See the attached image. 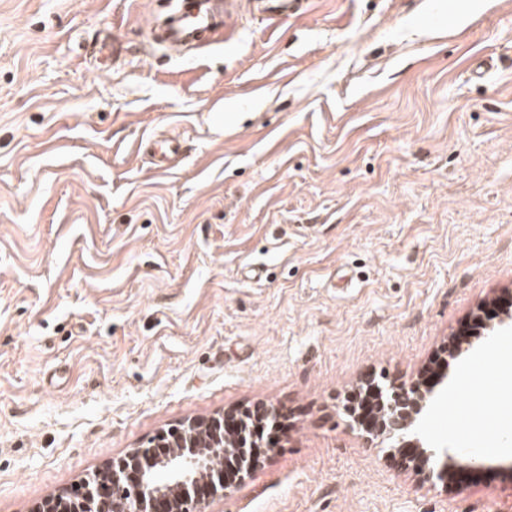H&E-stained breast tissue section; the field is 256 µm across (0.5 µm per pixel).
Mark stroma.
Wrapping results in <instances>:
<instances>
[{
  "instance_id": "stroma-1",
  "label": "stroma",
  "mask_w": 512,
  "mask_h": 512,
  "mask_svg": "<svg viewBox=\"0 0 512 512\" xmlns=\"http://www.w3.org/2000/svg\"><path fill=\"white\" fill-rule=\"evenodd\" d=\"M166 2L0 0V512L258 404L276 440L208 512H512L501 383L479 441L449 408L512 380V0H240L186 54ZM366 378L429 387L452 479L350 430ZM261 11L267 15L266 20L277 22L303 9V0H262Z\"/></svg>"
}]
</instances>
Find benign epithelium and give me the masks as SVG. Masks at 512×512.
<instances>
[{
    "label": "benign epithelium",
    "instance_id": "7a95c632",
    "mask_svg": "<svg viewBox=\"0 0 512 512\" xmlns=\"http://www.w3.org/2000/svg\"><path fill=\"white\" fill-rule=\"evenodd\" d=\"M365 386L376 397L379 414L367 424L350 413L351 428L370 444L391 441L405 447V436L428 405L427 392L418 381L397 384L390 393L370 381ZM276 415L277 410L258 405L250 410H226L204 422L187 420L180 429L162 435L171 448L169 453L159 456L151 447L134 448L86 480L79 498L59 492L39 503L35 512H206V499L198 490L201 478L211 471L212 460L230 455L245 458V445L225 439L224 428H242L250 419L268 420ZM159 468L170 473L164 484L153 479Z\"/></svg>",
    "mask_w": 512,
    "mask_h": 512
}]
</instances>
